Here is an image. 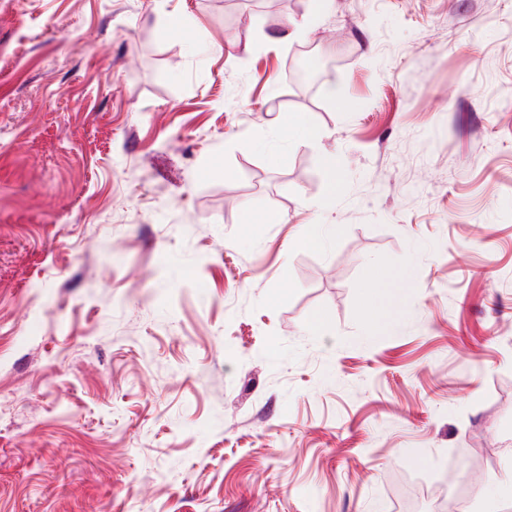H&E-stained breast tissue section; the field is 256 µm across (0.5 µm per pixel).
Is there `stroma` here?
I'll list each match as a JSON object with an SVG mask.
<instances>
[{"instance_id": "stroma-1", "label": "stroma", "mask_w": 512, "mask_h": 512, "mask_svg": "<svg viewBox=\"0 0 512 512\" xmlns=\"http://www.w3.org/2000/svg\"><path fill=\"white\" fill-rule=\"evenodd\" d=\"M311 8L0 0V512H512V0Z\"/></svg>"}]
</instances>
